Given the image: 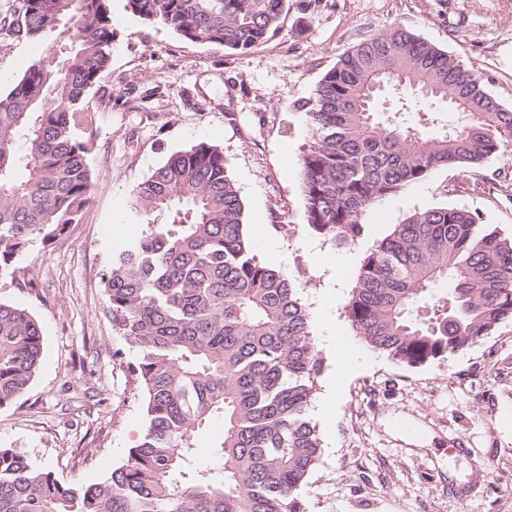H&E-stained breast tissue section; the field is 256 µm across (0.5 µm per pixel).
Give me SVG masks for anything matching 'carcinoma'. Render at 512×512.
Masks as SVG:
<instances>
[{"instance_id":"obj_1","label":"carcinoma","mask_w":512,"mask_h":512,"mask_svg":"<svg viewBox=\"0 0 512 512\" xmlns=\"http://www.w3.org/2000/svg\"><path fill=\"white\" fill-rule=\"evenodd\" d=\"M146 24L244 53L275 37L288 0H127ZM68 56L33 61L0 96V276L25 284L29 243L79 223L94 195L77 133L88 90L110 66V0H8L0 39ZM445 103L463 115L442 132L405 114ZM308 108L301 163L306 225L341 247L363 212L444 166L479 168L512 147V112L477 71L394 26L344 52ZM141 233L112 254L108 313L137 350L130 366L146 418L139 444L105 478L63 483L0 448V512H304L299 490L321 442L307 418L322 358L288 273L258 259L224 153L205 142L172 154L129 200ZM446 282L443 294L434 288ZM374 352L408 366L456 354L512 320V239L461 207L408 215L365 255L346 305ZM43 357L39 322L0 302V409L13 406ZM218 470L195 465L209 422Z\"/></svg>"}]
</instances>
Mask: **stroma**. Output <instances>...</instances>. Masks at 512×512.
Masks as SVG:
<instances>
[{
	"label": "stroma",
	"instance_id": "1",
	"mask_svg": "<svg viewBox=\"0 0 512 512\" xmlns=\"http://www.w3.org/2000/svg\"><path fill=\"white\" fill-rule=\"evenodd\" d=\"M291 8L280 33L244 53L190 43L163 25H145L111 0V63L88 92L79 134L96 191L79 223L34 243L22 260L34 286L0 278V301L25 307L43 332V361L27 391L0 410V447L65 482H93L120 466L146 419L129 367L137 351L112 329L106 277L113 229H134V188L174 152L218 146L245 208L258 258L277 245L312 322L316 347L330 329L361 356L332 420L318 427L321 455L300 490L305 512H512V321L440 361L409 367L354 336L346 299L320 309L332 282L323 253L348 261L353 285L374 242L417 210L462 207L512 238V150L484 164L483 194L455 168L364 211L357 244L335 247L306 225L300 163L312 127L299 102L346 50L403 27L466 66L512 111V0H320L315 13ZM55 45L0 42V93Z\"/></svg>",
	"mask_w": 512,
	"mask_h": 512
}]
</instances>
